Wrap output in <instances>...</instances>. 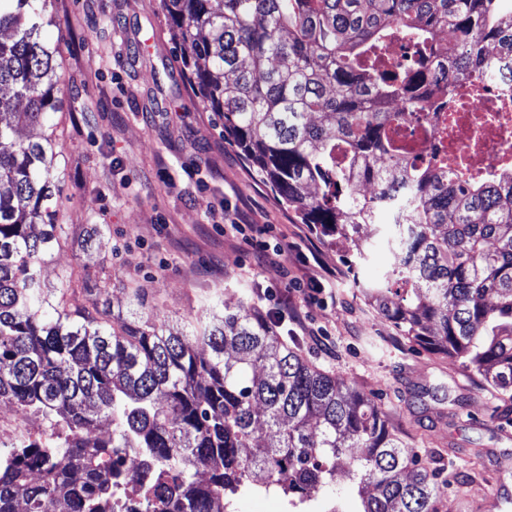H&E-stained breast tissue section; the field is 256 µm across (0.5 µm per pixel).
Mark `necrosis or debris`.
<instances>
[{
	"label": "necrosis or debris",
	"instance_id": "obj_1",
	"mask_svg": "<svg viewBox=\"0 0 512 512\" xmlns=\"http://www.w3.org/2000/svg\"><path fill=\"white\" fill-rule=\"evenodd\" d=\"M434 105V137L421 134L419 117L398 130L413 154L438 153L447 167L464 165L476 178L512 169L511 62L493 79L461 84L451 97H436Z\"/></svg>",
	"mask_w": 512,
	"mask_h": 512
}]
</instances>
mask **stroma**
I'll use <instances>...</instances> for the list:
<instances>
[{
	"label": "stroma",
	"mask_w": 512,
	"mask_h": 512,
	"mask_svg": "<svg viewBox=\"0 0 512 512\" xmlns=\"http://www.w3.org/2000/svg\"><path fill=\"white\" fill-rule=\"evenodd\" d=\"M62 105L41 128L59 158L58 223L67 241L41 270L51 288L75 274L99 311L184 326L215 301L252 305L289 347L344 377L387 411L398 436L448 486L443 512H512V419L501 397L459 363L414 346L353 286L340 250L303 224L224 136L183 76L160 0H53ZM265 224L270 258L212 226L211 210ZM290 282L295 317L277 320ZM317 285L319 300L301 288ZM144 302L135 304L132 291Z\"/></svg>",
	"instance_id": "stroma-1"
}]
</instances>
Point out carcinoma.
<instances>
[{
	"label": "carcinoma",
	"mask_w": 512,
	"mask_h": 512,
	"mask_svg": "<svg viewBox=\"0 0 512 512\" xmlns=\"http://www.w3.org/2000/svg\"><path fill=\"white\" fill-rule=\"evenodd\" d=\"M49 0H0V402L54 436L0 450V512H236L279 489L290 512L344 474L357 512H439L446 482L389 428L378 403L288 348L248 305L185 334L97 317L74 289L44 290L60 245L55 141L18 137L58 104ZM188 82L304 224L348 258L354 286L411 341L512 398V174L480 180L404 159L393 130L512 55V0H161ZM436 53L391 71L364 59L388 27ZM399 112L387 110L391 100ZM388 212L393 233L379 217ZM384 241L391 261L359 278ZM112 424L100 436L97 423ZM137 453L143 468L126 465Z\"/></svg>",
	"instance_id": "1"
}]
</instances>
